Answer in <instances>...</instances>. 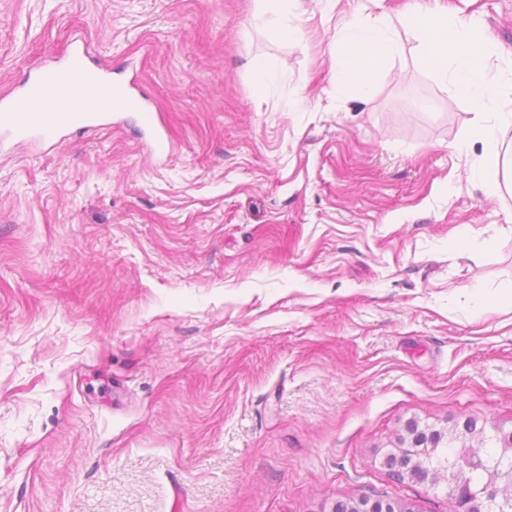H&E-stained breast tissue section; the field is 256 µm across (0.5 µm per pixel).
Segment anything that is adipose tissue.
Wrapping results in <instances>:
<instances>
[{"label": "adipose tissue", "mask_w": 512, "mask_h": 512, "mask_svg": "<svg viewBox=\"0 0 512 512\" xmlns=\"http://www.w3.org/2000/svg\"><path fill=\"white\" fill-rule=\"evenodd\" d=\"M301 4L302 0H262L255 20L295 36ZM401 26L418 34L421 65L472 104L475 118L465 136L481 139L485 148L470 174L488 196H497L501 174L512 176V142L505 140L512 129V97L492 73L491 64L502 58V49L484 36L472 18L415 4L397 22L379 15L340 26L334 36L337 86L371 95L378 72L400 52L397 29Z\"/></svg>", "instance_id": "ef3b65f1"}]
</instances>
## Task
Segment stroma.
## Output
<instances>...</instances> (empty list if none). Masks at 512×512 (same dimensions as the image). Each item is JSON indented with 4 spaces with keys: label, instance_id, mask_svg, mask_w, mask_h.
<instances>
[{
    "label": "stroma",
    "instance_id": "obj_1",
    "mask_svg": "<svg viewBox=\"0 0 512 512\" xmlns=\"http://www.w3.org/2000/svg\"><path fill=\"white\" fill-rule=\"evenodd\" d=\"M407 2L303 0L291 38L258 0H0V90L83 41L173 148L125 112L0 152V512H458L385 459L412 421L512 432V193L414 32L337 87V27ZM439 4L512 53V0ZM350 510L353 512H405L394 502L371 497H362L352 504Z\"/></svg>",
    "mask_w": 512,
    "mask_h": 512
}]
</instances>
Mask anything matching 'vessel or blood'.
<instances>
[{"label": "vessel or blood", "mask_w": 512, "mask_h": 512, "mask_svg": "<svg viewBox=\"0 0 512 512\" xmlns=\"http://www.w3.org/2000/svg\"><path fill=\"white\" fill-rule=\"evenodd\" d=\"M86 56L84 44H76L72 61L48 64L22 94L1 92L0 136L27 144L64 139L77 130L103 125L112 113L135 104L137 74L110 83L108 73L85 66ZM79 96H104L109 103L97 112H77L71 103Z\"/></svg>", "instance_id": "obj_1"}]
</instances>
